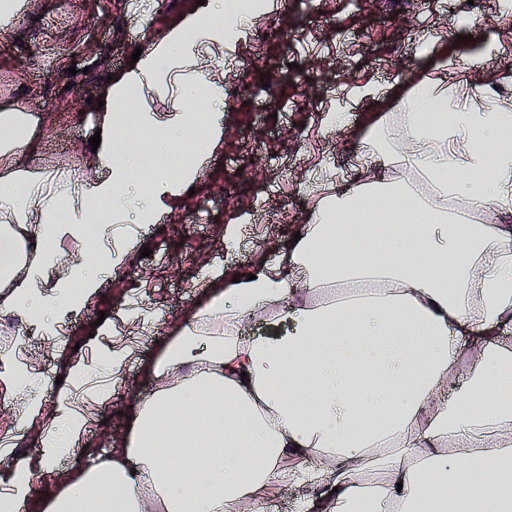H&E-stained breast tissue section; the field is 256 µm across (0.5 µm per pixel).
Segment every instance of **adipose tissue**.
I'll return each instance as SVG.
<instances>
[{
  "instance_id": "ef3b65f1",
  "label": "adipose tissue",
  "mask_w": 512,
  "mask_h": 512,
  "mask_svg": "<svg viewBox=\"0 0 512 512\" xmlns=\"http://www.w3.org/2000/svg\"><path fill=\"white\" fill-rule=\"evenodd\" d=\"M495 49L484 43L457 86L428 79L403 103L387 89L410 154L374 128L362 158L375 174L320 195L278 263L237 283L205 268L207 294L145 359L156 387L136 398L111 460L90 453L61 467L84 417L65 390L44 411L43 378L20 369L17 347L1 348L0 391L19 403L12 442L32 423L41 430L35 455L0 477V512H261L288 488L299 512H512V109L476 78ZM223 53L211 4L103 86L93 180L37 172L27 106L0 110L1 313L54 335L55 319L99 294L124 256L66 262L59 243L119 212L152 223L169 213L223 140L221 114L172 119L197 152L177 178L154 175L144 200L127 191L144 162L117 158L116 113L162 90L169 63L216 87L204 60ZM404 162L427 192L385 177ZM451 198L475 220L450 213ZM260 313L288 329L245 335Z\"/></svg>"
}]
</instances>
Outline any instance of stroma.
<instances>
[{
  "instance_id": "1",
  "label": "stroma",
  "mask_w": 512,
  "mask_h": 512,
  "mask_svg": "<svg viewBox=\"0 0 512 512\" xmlns=\"http://www.w3.org/2000/svg\"><path fill=\"white\" fill-rule=\"evenodd\" d=\"M496 0H276L239 40L224 45L219 68L224 98V140L214 151L194 195L180 193L169 214L137 225L134 215L105 234L70 245L72 255L100 253L121 245L127 251L120 273L100 295L61 318L65 332L53 343L37 325H27L21 357L49 378L45 408L55 405L56 378L69 359H80L85 375L74 381L76 400L89 419L81 444L64 458L73 465L85 449L109 456L122 435L136 394L154 384L131 355L119 375L102 365L116 344L152 345L175 335L206 286L200 260L222 265L227 276L243 275L257 259L274 260L305 224L314 200L328 184L352 187L370 170L361 160V140L386 124L401 142L396 109L368 96L371 86L391 85L411 94L424 76L438 77L440 57L465 65L473 39L496 40L498 48L479 73L494 99L512 102V12ZM131 0H36L12 36L0 39V107L27 99L44 133L36 164L55 168L87 152L96 131L97 97L108 76L126 69L135 48L161 37L170 25L197 9V0H162L147 14L129 11ZM434 39L435 54L419 47ZM77 74H70V67ZM189 86L171 75L162 93L137 102L140 110L168 120L187 104ZM342 115L335 126L331 115ZM237 224L242 238L226 249L225 225ZM154 258L145 260L142 248ZM138 299L151 332L140 335L128 310ZM112 322L108 335L93 336L99 315Z\"/></svg>"
}]
</instances>
